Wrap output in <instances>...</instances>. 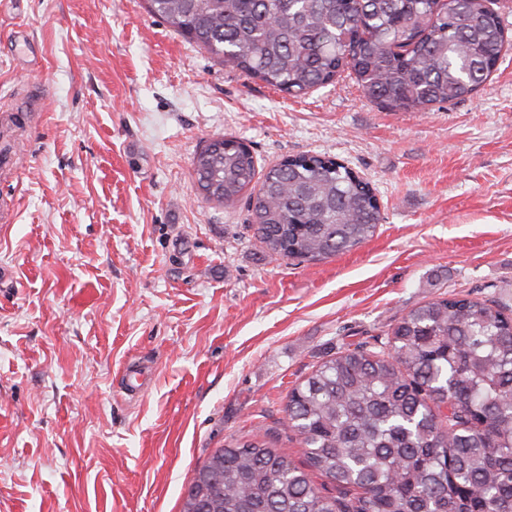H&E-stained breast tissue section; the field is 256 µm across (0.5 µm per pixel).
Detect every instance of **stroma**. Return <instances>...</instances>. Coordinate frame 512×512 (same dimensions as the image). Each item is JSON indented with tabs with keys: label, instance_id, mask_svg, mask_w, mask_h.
Here are the masks:
<instances>
[{
	"label": "stroma",
	"instance_id": "35a3bbf8",
	"mask_svg": "<svg viewBox=\"0 0 512 512\" xmlns=\"http://www.w3.org/2000/svg\"><path fill=\"white\" fill-rule=\"evenodd\" d=\"M329 153L375 188L366 244L269 254L192 158ZM0 512H180L196 469L290 388L443 294L512 307V46L473 96L384 107L349 75L294 97L142 0H0ZM139 375L137 397L126 379Z\"/></svg>",
	"mask_w": 512,
	"mask_h": 512
}]
</instances>
